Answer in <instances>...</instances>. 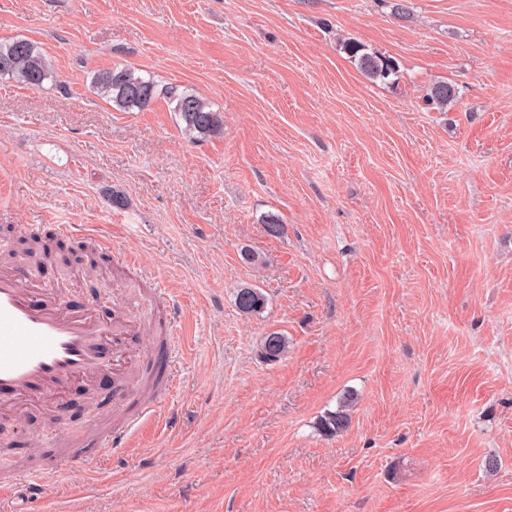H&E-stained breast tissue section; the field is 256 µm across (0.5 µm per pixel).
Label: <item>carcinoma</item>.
I'll return each mask as SVG.
<instances>
[{"label": "carcinoma", "mask_w": 512, "mask_h": 512, "mask_svg": "<svg viewBox=\"0 0 512 512\" xmlns=\"http://www.w3.org/2000/svg\"><path fill=\"white\" fill-rule=\"evenodd\" d=\"M344 50L357 61L361 72L373 81H384L396 71L395 60L366 51L365 45L355 39L343 42ZM7 78L17 85L38 89L43 83L54 78V71L40 47L25 38L0 40V79ZM95 86L99 95L112 102L124 112L149 109L161 93L169 95L175 102L174 112L184 124V131L194 140L216 137L224 133L223 113L211 108L210 104L191 92L177 93L171 89L163 92L151 77H144L130 67H113L98 73ZM458 100L457 89L448 81L433 83L425 101L441 112L448 111ZM267 298L254 285H241L235 292V305L245 315L261 314ZM287 350L285 336L278 332L263 338L258 351L265 363H275ZM349 425V414L340 409L322 416L319 426L324 434L333 436L343 432Z\"/></svg>", "instance_id": "1"}]
</instances>
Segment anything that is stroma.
Segmentation results:
<instances>
[{"label":"stroma","mask_w":512,"mask_h":512,"mask_svg":"<svg viewBox=\"0 0 512 512\" xmlns=\"http://www.w3.org/2000/svg\"><path fill=\"white\" fill-rule=\"evenodd\" d=\"M405 4L0 0V40L58 76L0 81V226L89 225L135 264L49 268L66 302L147 275L190 328L131 447L26 512H512V0ZM348 38L397 73L366 78ZM115 65L193 91L223 134L190 140L165 95L111 106L94 78ZM441 80L447 112L424 102ZM245 283L260 315L234 304ZM271 332L288 349L267 364ZM106 392L71 390L76 436ZM350 392L349 427L324 435ZM46 424L13 423L0 454L28 461ZM457 100L458 95L455 85L444 80L433 83L425 98L427 105L441 112L448 111V108L453 106ZM267 304V298L255 285H241L235 292V305L245 315L261 314ZM287 350L285 336L278 332L269 333L263 338L258 351L259 358L265 363H275Z\"/></svg>","instance_id":"obj_1"}]
</instances>
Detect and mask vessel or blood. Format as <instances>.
<instances>
[{"instance_id":"1","label":"vessel or blood","mask_w":512,"mask_h":512,"mask_svg":"<svg viewBox=\"0 0 512 512\" xmlns=\"http://www.w3.org/2000/svg\"><path fill=\"white\" fill-rule=\"evenodd\" d=\"M51 261L44 247L37 259L0 267V417L26 419L63 399L75 382L107 378L112 397L99 412L106 429L86 440L48 434L46 447L69 446L66 458L51 468L18 470L0 460V500L19 487L56 480L74 460L105 459L127 447L132 431L153 411L154 397L166 394L177 376L184 330L162 284H155L153 294L165 312L152 324L153 343L145 349L141 324L125 303L113 302L106 314L94 303L74 309L55 301L52 289L36 286Z\"/></svg>"}]
</instances>
